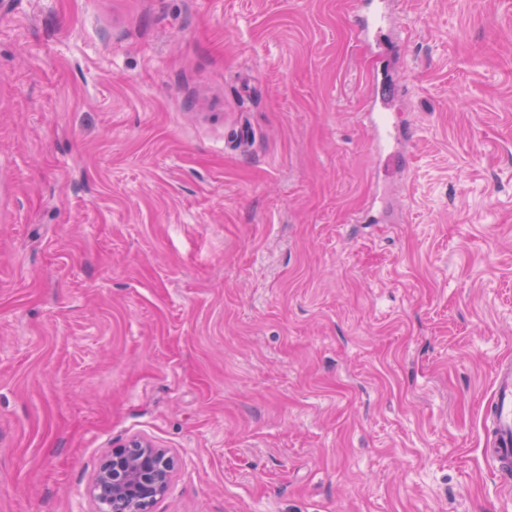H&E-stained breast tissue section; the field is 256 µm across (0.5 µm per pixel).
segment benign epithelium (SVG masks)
<instances>
[{
    "instance_id": "7a95c632",
    "label": "benign epithelium",
    "mask_w": 512,
    "mask_h": 512,
    "mask_svg": "<svg viewBox=\"0 0 512 512\" xmlns=\"http://www.w3.org/2000/svg\"><path fill=\"white\" fill-rule=\"evenodd\" d=\"M174 467L167 449L130 438L105 453L86 495L95 512H143L167 491Z\"/></svg>"
}]
</instances>
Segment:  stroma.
Returning <instances> with one entry per match:
<instances>
[{
  "label": "stroma",
  "mask_w": 512,
  "mask_h": 512,
  "mask_svg": "<svg viewBox=\"0 0 512 512\" xmlns=\"http://www.w3.org/2000/svg\"><path fill=\"white\" fill-rule=\"evenodd\" d=\"M508 364L512 0H0V512H512ZM496 395L492 405L494 437L487 455L498 464L504 482L512 465V368L502 367L496 379ZM174 467L167 449L130 438L105 453L86 495L95 512H143L167 491Z\"/></svg>",
  "instance_id": "obj_1"
}]
</instances>
